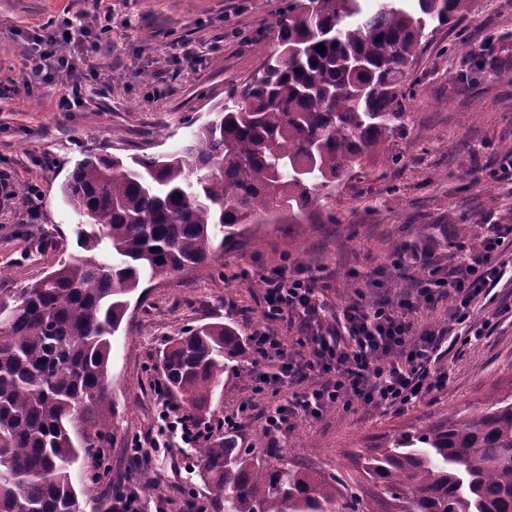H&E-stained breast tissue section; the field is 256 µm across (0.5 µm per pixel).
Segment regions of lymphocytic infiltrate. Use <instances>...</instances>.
Returning a JSON list of instances; mask_svg holds the SVG:
<instances>
[{"mask_svg": "<svg viewBox=\"0 0 512 512\" xmlns=\"http://www.w3.org/2000/svg\"><path fill=\"white\" fill-rule=\"evenodd\" d=\"M85 17V12H76L43 26L36 35L28 52L39 81L83 77L87 57L72 47L73 38L95 44L112 33L111 12H104L93 27L85 24ZM506 278L512 279L511 224L486 225L461 261L432 268L396 300L338 306L317 290L313 276L294 265L286 263L264 274L266 324L254 329L249 339L254 353L277 370L254 371V388L262 393L287 383L297 387L291 399L267 410L266 434L277 435L295 418L320 419L335 405L408 409L444 388L451 376L445 361L449 347L481 339L482 327L473 322V310L478 303L492 302L494 288ZM443 301L448 304L447 326L415 330L413 315ZM291 320L297 321L301 345L308 350L298 359L289 354L278 332L280 323ZM249 410L244 404L236 416L203 423L166 399L159 417L165 432L194 448L214 431L240 427Z\"/></svg>", "mask_w": 512, "mask_h": 512, "instance_id": "1", "label": "lymphocytic infiltrate"}]
</instances>
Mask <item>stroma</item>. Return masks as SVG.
Listing matches in <instances>:
<instances>
[{
    "instance_id": "stroma-1",
    "label": "stroma",
    "mask_w": 512,
    "mask_h": 512,
    "mask_svg": "<svg viewBox=\"0 0 512 512\" xmlns=\"http://www.w3.org/2000/svg\"><path fill=\"white\" fill-rule=\"evenodd\" d=\"M104 3L112 9L111 38L90 58L100 74L83 80V108L64 112L58 100L66 80L27 90L34 62L26 47L74 0H0V170L11 173L17 194L0 206V292H21L81 255L79 218L60 192L76 161L99 153L126 160L188 143L270 53L289 0ZM461 38L468 53L452 49ZM502 71H512V0H477L461 23L436 28L422 41L411 63L404 133L344 177L329 219L253 225L215 265L142 281L112 338V427L102 442L109 469L97 474L89 458L74 466L80 481L95 487L86 512H110L113 490L129 487L142 490L149 504L163 494L173 498L171 512H181L190 494L207 496L180 452L162 448L143 460L131 444L159 436L157 363L167 341L215 321L250 335L264 322L256 286L263 274L288 262L327 273L316 286L338 304L360 293L393 299L408 278L429 272L426 260L412 259L413 249L456 258L459 244L474 243L485 223L512 224V178L500 172L512 155V83L499 79ZM32 183L41 195L35 216L18 201ZM397 242L408 251L395 254ZM349 281L357 293L345 292ZM473 318L486 326L483 339L449 351L447 386L406 411L336 407L315 422L292 420L272 440L263 432V413L271 398L286 400L294 388L282 386L274 397L255 392L245 361L225 375L211 415L251 403L242 445L284 449L297 432L302 442L293 454L303 466L352 470L366 449L512 398V319L498 316L492 304L476 308Z\"/></svg>"
}]
</instances>
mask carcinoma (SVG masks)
<instances>
[{
    "label": "carcinoma",
    "mask_w": 512,
    "mask_h": 512,
    "mask_svg": "<svg viewBox=\"0 0 512 512\" xmlns=\"http://www.w3.org/2000/svg\"><path fill=\"white\" fill-rule=\"evenodd\" d=\"M474 0H292L275 49L181 150L80 160L63 192L87 256L0 296V512H84L73 465L112 425V336L141 280L208 266L246 224H314L342 177L404 125L427 26ZM323 44L326 51H316ZM229 323L161 350L165 386L204 415L245 360ZM87 414L94 420L73 436ZM224 512H512V401L366 450L357 473L304 468L227 430L195 448Z\"/></svg>",
    "instance_id": "carcinoma-1"
}]
</instances>
